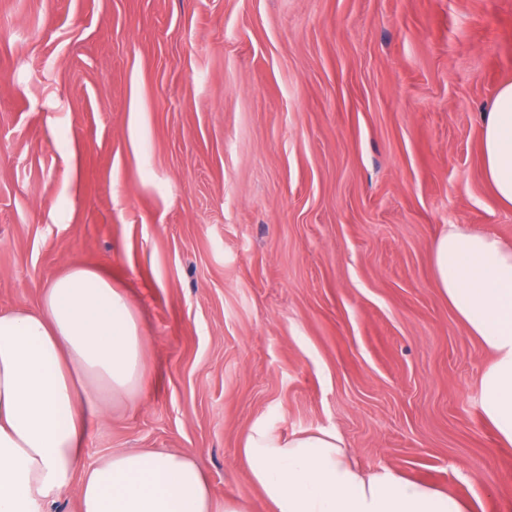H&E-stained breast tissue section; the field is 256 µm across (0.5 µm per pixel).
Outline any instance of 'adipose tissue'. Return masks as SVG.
<instances>
[{
  "label": "adipose tissue",
  "mask_w": 512,
  "mask_h": 512,
  "mask_svg": "<svg viewBox=\"0 0 512 512\" xmlns=\"http://www.w3.org/2000/svg\"><path fill=\"white\" fill-rule=\"evenodd\" d=\"M484 176L512 205V83L482 124ZM437 287L491 354L478 381L481 415L512 446V242L448 225L433 247ZM146 345L127 298L102 272L75 266L48 282L37 308L0 311V512H50L76 488L80 512H248L215 499L189 455L115 451L81 467L104 394L143 387ZM239 455L271 512H468L455 495L389 468L368 472L336 432L282 436L262 425Z\"/></svg>",
  "instance_id": "obj_1"
}]
</instances>
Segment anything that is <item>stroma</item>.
I'll list each match as a JSON object with an SVG mask.
<instances>
[{
  "instance_id": "stroma-1",
  "label": "stroma",
  "mask_w": 512,
  "mask_h": 512,
  "mask_svg": "<svg viewBox=\"0 0 512 512\" xmlns=\"http://www.w3.org/2000/svg\"><path fill=\"white\" fill-rule=\"evenodd\" d=\"M507 81L512 0H0V309L98 269L151 366L84 465L185 453L268 512L244 433L328 429L512 512L432 263L447 224L512 241L480 149Z\"/></svg>"
}]
</instances>
